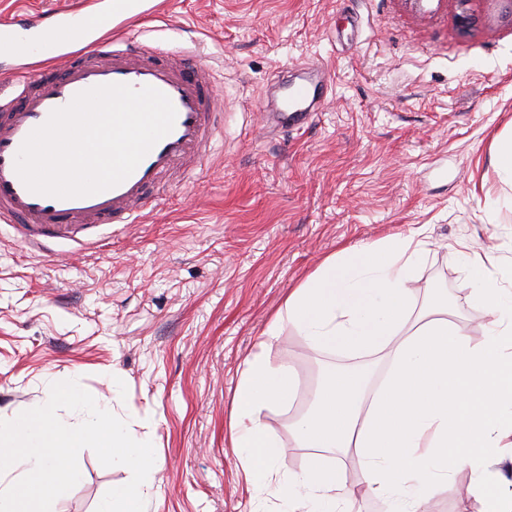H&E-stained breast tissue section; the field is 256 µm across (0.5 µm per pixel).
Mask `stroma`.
<instances>
[{
	"label": "stroma",
	"instance_id": "obj_1",
	"mask_svg": "<svg viewBox=\"0 0 512 512\" xmlns=\"http://www.w3.org/2000/svg\"><path fill=\"white\" fill-rule=\"evenodd\" d=\"M153 0L115 27L172 54L199 48L213 71L224 129L189 175L174 173L133 224H102L54 255L0 229V416L43 405L50 380L73 378L152 443L160 479L145 512H308L275 490L251 496L243 449L228 432L234 388L259 348L291 362V410L262 422L279 441L281 478L314 451L289 431L319 361L284 326L266 329L328 256L425 227L417 305L439 292L482 342L487 312L470 298L462 250L493 257L512 286V184L493 165L512 130V17L500 0ZM316 63L331 84L298 129H270L278 85ZM51 512H95L129 472L92 450ZM447 481L406 489L435 512H480Z\"/></svg>",
	"mask_w": 512,
	"mask_h": 512
}]
</instances>
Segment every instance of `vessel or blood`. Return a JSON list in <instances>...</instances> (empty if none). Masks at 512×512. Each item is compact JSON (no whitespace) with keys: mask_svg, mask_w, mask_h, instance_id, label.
I'll use <instances>...</instances> for the list:
<instances>
[{"mask_svg":"<svg viewBox=\"0 0 512 512\" xmlns=\"http://www.w3.org/2000/svg\"><path fill=\"white\" fill-rule=\"evenodd\" d=\"M104 0H85L84 11L58 10L44 26L0 19V49L22 59L17 96H0V222L23 226L29 243L49 249L52 228L131 224L155 207L154 188L166 174L193 166L223 129V114L211 92L206 64L160 48L116 45L100 29L111 26ZM153 87L172 102L176 119L120 184L100 193L58 198L31 192L15 169L28 135L53 110L95 86ZM319 100L311 84H291L281 103L287 126L308 120Z\"/></svg>","mask_w":512,"mask_h":512,"instance_id":"vessel-or-blood-1","label":"vessel or blood"}]
</instances>
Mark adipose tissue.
<instances>
[{"mask_svg":"<svg viewBox=\"0 0 512 512\" xmlns=\"http://www.w3.org/2000/svg\"><path fill=\"white\" fill-rule=\"evenodd\" d=\"M426 243L390 237L327 257L293 288L271 320L268 336L292 324L316 348L357 355L388 350L386 374L368 388L367 373L328 370L308 411L290 428L301 448L356 453L363 486L313 458L298 485L324 512H351L358 493L393 499L390 512H420L395 502L404 485H424L471 470L468 494L482 512H512V291L497 287L486 258L466 255L471 298L489 312L483 343H472L436 303L415 309V277ZM295 378L288 363L265 352L246 362L232 397L229 430L245 449L254 487L270 483L278 441L260 416L290 406ZM342 510H335V502Z\"/></svg>","mask_w":512,"mask_h":512,"instance_id":"adipose-tissue-1","label":"adipose tissue"}]
</instances>
